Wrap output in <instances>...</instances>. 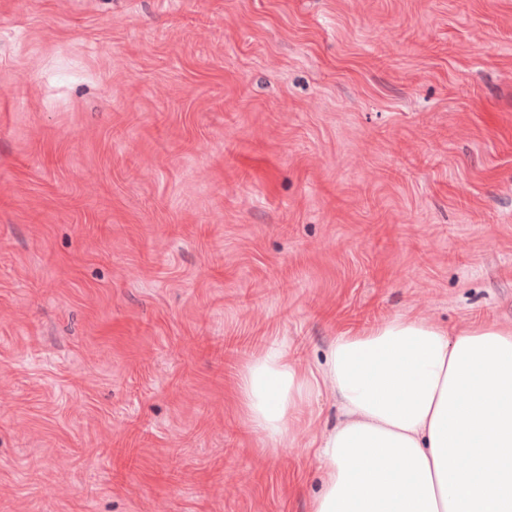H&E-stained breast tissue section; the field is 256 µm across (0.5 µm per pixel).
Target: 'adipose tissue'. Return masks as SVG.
Returning <instances> with one entry per match:
<instances>
[{"mask_svg": "<svg viewBox=\"0 0 512 512\" xmlns=\"http://www.w3.org/2000/svg\"><path fill=\"white\" fill-rule=\"evenodd\" d=\"M324 386L339 417L319 438L311 512H512V327L395 318L337 337L316 371L273 344L245 368L237 399L251 428L284 447Z\"/></svg>", "mask_w": 512, "mask_h": 512, "instance_id": "ef3b65f1", "label": "adipose tissue"}]
</instances>
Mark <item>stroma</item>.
Here are the masks:
<instances>
[{"instance_id": "obj_1", "label": "stroma", "mask_w": 512, "mask_h": 512, "mask_svg": "<svg viewBox=\"0 0 512 512\" xmlns=\"http://www.w3.org/2000/svg\"><path fill=\"white\" fill-rule=\"evenodd\" d=\"M397 317L512 326V0H0V512H311L240 376Z\"/></svg>"}]
</instances>
